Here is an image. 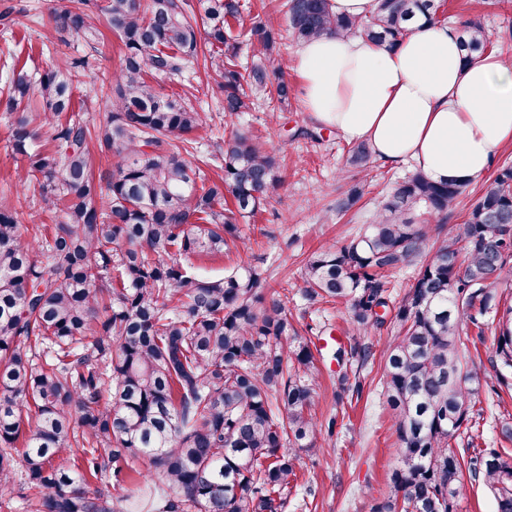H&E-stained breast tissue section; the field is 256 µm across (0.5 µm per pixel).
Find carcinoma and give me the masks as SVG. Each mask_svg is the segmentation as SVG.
Listing matches in <instances>:
<instances>
[{"label": "carcinoma", "mask_w": 512, "mask_h": 512, "mask_svg": "<svg viewBox=\"0 0 512 512\" xmlns=\"http://www.w3.org/2000/svg\"><path fill=\"white\" fill-rule=\"evenodd\" d=\"M56 0L54 32L92 45L99 15L123 45L99 127L112 157L105 193L89 159V127L67 117L88 61L49 67L37 80L10 72L0 109L14 116L18 173L54 223L23 226L0 206V509L23 463L28 512H285L302 453L321 434V397L312 341L297 337L288 295L260 290L250 269L218 280L190 271L191 258L222 253L241 219L253 218L279 185L276 160L254 137L236 132L212 145L207 162L224 178L198 185L182 138L200 113L163 95L147 77H180L204 58L224 92V111L251 109L265 95L281 107L296 97L266 62L277 32L249 29L256 62L238 64L232 22L241 0ZM437 0H379L369 19L338 16L331 0H288L294 41L325 33L396 43L417 20H438ZM471 62L492 48L481 22L462 24ZM54 143L33 149L43 135ZM357 145L350 165L369 168ZM465 186L435 182L416 169L394 182L366 231L338 248L315 251L304 266L305 296L343 301L353 330L392 325L384 357L385 396L397 434L389 492L373 512H457L463 469L512 512V453L451 448L467 425L482 381L469 365L463 319L498 315V382L512 373V297L486 287L512 285V166L502 167L460 224L415 223L423 210L440 221ZM424 260L402 299L389 305L390 273ZM460 260L459 271L451 261ZM392 307L391 318L379 309ZM23 448H17V443ZM147 462L142 495L113 496L129 461Z\"/></svg>", "instance_id": "1"}]
</instances>
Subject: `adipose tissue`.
<instances>
[{
  "label": "adipose tissue",
  "mask_w": 512,
  "mask_h": 512,
  "mask_svg": "<svg viewBox=\"0 0 512 512\" xmlns=\"http://www.w3.org/2000/svg\"><path fill=\"white\" fill-rule=\"evenodd\" d=\"M296 69L313 119L386 165L468 184L512 141V63H465L447 24H411L394 45L326 34L302 43Z\"/></svg>",
  "instance_id": "ef3b65f1"
}]
</instances>
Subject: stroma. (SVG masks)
Instances as JSON below:
<instances>
[{"label":"stroma","mask_w":512,"mask_h":512,"mask_svg":"<svg viewBox=\"0 0 512 512\" xmlns=\"http://www.w3.org/2000/svg\"><path fill=\"white\" fill-rule=\"evenodd\" d=\"M285 0H247L249 11L240 20L249 28L253 16L271 20L279 34L280 52L289 67L292 84L300 79L294 68L297 47L288 36ZM51 0H0V98L6 97V76L13 57L28 58L29 73L47 67L65 66L73 57H86L88 76L74 92V111L89 125H96L108 110L100 91L101 81L118 70L122 44L108 25L94 45L78 39L47 46L50 32L48 10ZM476 19L483 24L495 52L512 60V0H445L439 20L453 27ZM154 85L168 96H178L203 112L205 121L190 138L195 157L206 154L217 139L240 130L265 141L277 162L280 186L274 197L250 223L239 224V239L221 254L195 257V272L219 279L228 272L251 268L257 271L265 291L287 294L289 307L300 337L319 330L326 339L322 347L321 401L317 409L320 423L337 418L338 435H320V450L302 455L298 486L288 497L286 512H372L375 499L388 492V477L395 466L396 434L391 412L383 395L384 363L381 354L387 345L389 328L368 329L355 335L350 330V311L341 302H309L303 267L311 254L324 245H343L373 220L389 183L409 173V166L390 167L372 161V180L363 197L346 213L336 211V202L357 182L356 169L347 166L348 142L334 131L319 126L306 112L302 99H292L284 110L270 111L264 101L235 118L224 115V96L209 85L203 66H195L183 78L172 81L155 77ZM26 159L9 141V120L0 112V205L11 207L21 224H29L39 208L37 190L18 185L17 173ZM467 345L485 385L472 407L473 420L461 430L455 447L473 444L477 448H504L512 451V439L501 434V425L512 422V390L500 387L491 360L494 356L493 326L476 330L465 325ZM360 342L371 345L374 356L352 370L362 383L360 396L339 393L334 358L337 348Z\"/></svg>","instance_id":"1"}]
</instances>
